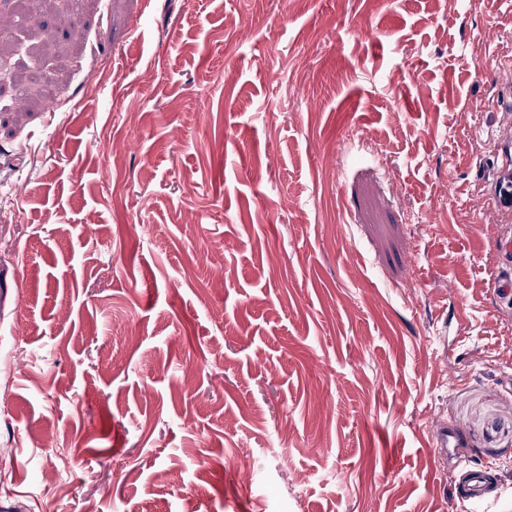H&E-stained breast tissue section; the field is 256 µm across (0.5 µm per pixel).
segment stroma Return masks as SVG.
<instances>
[{"mask_svg":"<svg viewBox=\"0 0 512 512\" xmlns=\"http://www.w3.org/2000/svg\"><path fill=\"white\" fill-rule=\"evenodd\" d=\"M0 20V501L499 512L512 232L485 188L512 0H45L37 37L0 0ZM48 81L61 107L26 96ZM441 421L497 496H458ZM431 443L434 448L447 451L448 448H459L462 446V439L459 434L448 426L446 422L438 423L431 431Z\"/></svg>","mask_w":512,"mask_h":512,"instance_id":"1","label":"stroma"}]
</instances>
